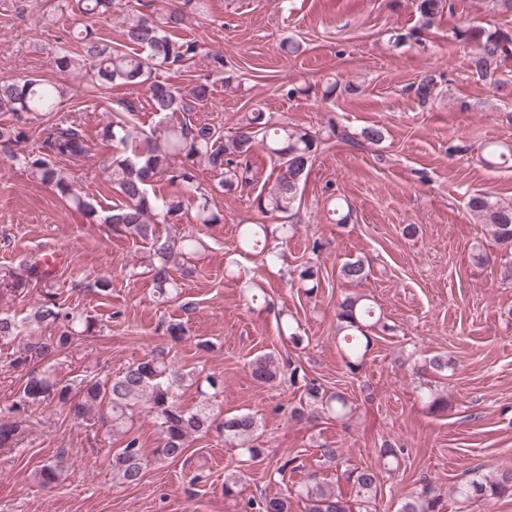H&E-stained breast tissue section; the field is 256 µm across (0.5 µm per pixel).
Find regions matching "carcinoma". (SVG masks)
Masks as SVG:
<instances>
[{
  "mask_svg": "<svg viewBox=\"0 0 512 512\" xmlns=\"http://www.w3.org/2000/svg\"><path fill=\"white\" fill-rule=\"evenodd\" d=\"M122 0H75L60 3V15L77 10L86 17L99 18L112 13ZM206 0H168L167 10L159 17L130 8L124 13L126 50L112 46L103 37L86 34L78 38L80 50H62L55 54L53 65L62 77L60 82H46L37 77H24L0 83V112H10L15 122L0 125V149L18 162L34 180L53 187L72 207L93 223L107 224L116 235H124L151 244L148 266L153 277L154 293L165 301L179 296V284L170 274L175 266L185 265V258L206 249L204 240L189 233L172 240L156 237L155 225L180 224L185 215V201L168 188L191 184L196 178V166L206 164L220 175L218 187L233 191L245 183L242 158L259 145L271 161L277 174L269 188L255 196L253 205L264 218L276 220L293 210L300 196L301 182L320 146L337 137L354 145L378 144L385 140L387 130L372 125L358 132L336 130L325 132L278 122L258 108L245 113L234 132L224 133L213 124L192 121L187 112L182 90L160 79L159 71L189 64L200 47L195 39L181 35L192 19L204 14ZM463 16L468 12L467 0H416L419 25L408 32H393V43L418 40V33L433 26L444 13ZM461 44L476 46L469 57V68L477 80L492 86L502 97L512 98V81L497 78L503 58L512 56V31H493L462 20L452 32ZM88 79L89 87L97 90L119 85L143 87L150 110L157 120L144 129L134 119L135 106L125 105L128 114L112 119L102 136L112 142L115 153L103 164V173L120 200L107 210L97 208L89 194L76 192L58 162L79 160L89 154V140L77 121H61L47 128L41 148L24 150L28 125L57 112L71 87L69 78ZM440 90L436 77L423 74L414 84V96L424 107L436 99ZM468 209L487 225L496 246L512 249V205L503 204L493 196L475 194ZM224 215L212 208L207 195L200 194L195 207L194 223L220 224ZM273 235L270 225L242 224L238 233L240 252H257L274 264L284 257L278 246L270 245ZM369 263L349 258L338 268V275L348 283L358 285L368 279ZM41 285V298L30 314L37 327H46L48 335L31 333L23 345L12 353L10 364L28 370L26 382L11 406L0 417V448H13L22 435V423L35 405L54 403L68 410L73 417L99 422L109 432L122 436L124 445L112 454V474L127 486L141 482L149 459L140 438L127 429L133 408L141 403L154 413L159 445L154 458L159 462H174L185 454L188 441L197 435L216 432L224 443L238 450L247 460L261 463L265 449L257 444L261 422L251 413H241L217 420L208 403V393L199 390L203 401L192 409L182 408L175 400L174 390L186 374L174 370L170 350L159 346L140 360L115 375H87L79 382H69L57 376L55 366H39L48 359L68 350L76 337L93 329L89 317L64 306L52 281V273L37 262L23 263L22 268L0 270V301L17 295L26 286ZM385 331L383 315L378 313L366 294H347L336 304V335L343 363L349 373H359L373 345L372 330ZM24 322L7 313H0V339L21 335ZM455 363L445 353H436L413 366L420 375L446 376ZM251 376L259 383L269 384L281 379L284 366L276 355L268 352L255 356L249 363ZM290 381L302 390L298 406L291 410L297 420L315 419L325 415L344 421L354 413L353 403L342 391H328L306 374L293 368ZM432 413L448 411L447 394L427 388L423 395ZM403 449L384 443L377 451L379 464L361 465L342 471L346 483L352 485L358 512H368L377 498L382 473L399 465ZM66 471L64 457L58 456L41 466L37 473L40 486L53 488ZM450 495L461 503L491 501L512 495V466H504L492 475L478 471L464 482L452 486ZM308 504L309 512H353V505L336 489L315 479L304 480L295 490L282 496H264L256 503L257 512H291V498ZM445 500L431 484L408 496L398 512H444Z\"/></svg>",
  "mask_w": 512,
  "mask_h": 512,
  "instance_id": "cac0c4a2",
  "label": "carcinoma"
}]
</instances>
